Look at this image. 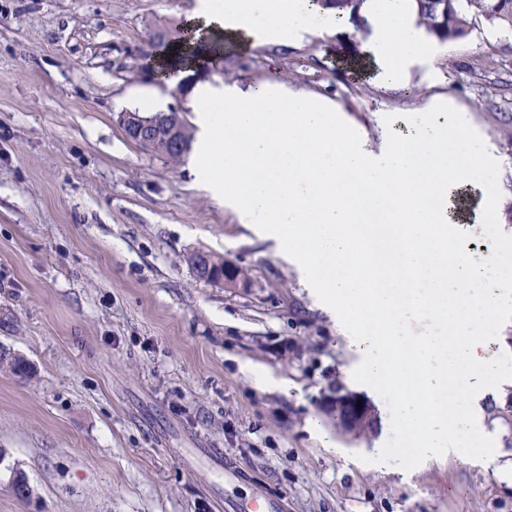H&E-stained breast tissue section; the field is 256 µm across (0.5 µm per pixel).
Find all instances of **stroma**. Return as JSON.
Returning a JSON list of instances; mask_svg holds the SVG:
<instances>
[{"mask_svg":"<svg viewBox=\"0 0 512 512\" xmlns=\"http://www.w3.org/2000/svg\"><path fill=\"white\" fill-rule=\"evenodd\" d=\"M193 3L0 0V348L34 366L0 369V512H512V387L454 435L480 450L376 467L375 449L398 445L395 394L348 384L358 354L277 241L201 189L189 157L124 134L118 113L150 97L195 122L147 59ZM367 39L230 45L203 77L318 93L374 145L379 111L402 136L423 102L453 99L499 156L489 175L506 196L493 222L464 223L459 255L512 250V31L474 18L434 56L436 84L357 77L336 48ZM195 252L235 263L247 287L198 279ZM245 363L282 387L257 386ZM338 393L369 402L375 426L343 432L325 408Z\"/></svg>","mask_w":512,"mask_h":512,"instance_id":"stroma-1","label":"stroma"}]
</instances>
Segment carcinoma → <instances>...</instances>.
<instances>
[{"label": "carcinoma", "mask_w": 512, "mask_h": 512, "mask_svg": "<svg viewBox=\"0 0 512 512\" xmlns=\"http://www.w3.org/2000/svg\"><path fill=\"white\" fill-rule=\"evenodd\" d=\"M324 7L332 6L360 18L365 0H313ZM418 22L438 40L451 43L468 33L475 16L484 17L490 24L512 29V0H417ZM188 36L174 34L157 43L165 55L178 54L187 45Z\"/></svg>", "instance_id": "cac0c4a2"}]
</instances>
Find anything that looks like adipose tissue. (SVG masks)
Here are the masks:
<instances>
[{
  "label": "adipose tissue",
  "mask_w": 512,
  "mask_h": 512,
  "mask_svg": "<svg viewBox=\"0 0 512 512\" xmlns=\"http://www.w3.org/2000/svg\"><path fill=\"white\" fill-rule=\"evenodd\" d=\"M362 16L370 31L364 57L376 79L394 84L422 70L436 80L430 66L438 47L417 24V0H367ZM349 22L348 15L312 0H224L220 5L196 0L185 24L201 34L202 42L188 67H176L166 56L154 65L166 72L168 84L183 85L198 115L200 183L240 223L261 221L282 241L319 307L338 327L352 332L351 342L360 354L359 379L387 370L397 387L411 372L424 371L427 381L418 401L397 398L393 413L402 432L418 435L417 457L425 462L449 452L448 424L435 414L434 397L457 396L471 419L481 416L486 396H497L503 387L495 378L486 336L476 332L472 313L456 303L459 289L478 285L467 264L447 259L448 298L434 309L438 321L466 336L462 351L430 340L406 357L390 351L386 339L400 333L409 315L424 306L425 289L436 285L433 271L444 257L441 243L454 216L447 206L429 204L432 190L440 185L454 190L470 182L472 168L494 166L495 156L456 117V104L441 98L421 107L422 120L410 137L391 139L374 152L347 116L323 96L281 81L245 87L192 78L195 70L216 61L224 41L252 49L288 48ZM390 183L397 188L395 233L405 247L398 256L399 272L385 278L379 273V255L362 246L358 226L369 204L383 205L382 189ZM330 263L349 268V275L324 281L320 271ZM404 268L413 270L422 292L403 309L392 300L403 286ZM368 306L381 324L375 339L353 332ZM461 360L493 376L486 391L459 389L453 379L436 384L439 370Z\"/></svg>",
  "instance_id": "ef3b65f1"
}]
</instances>
